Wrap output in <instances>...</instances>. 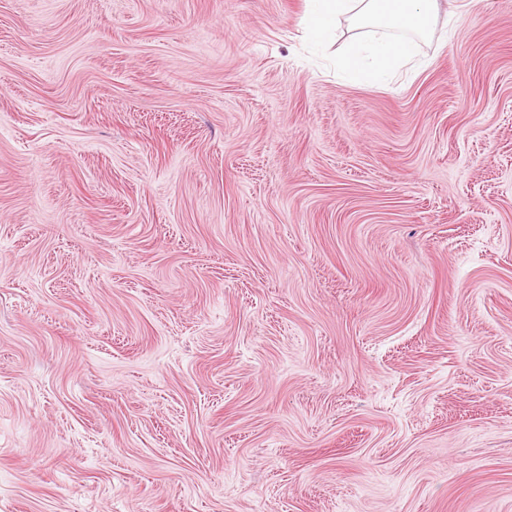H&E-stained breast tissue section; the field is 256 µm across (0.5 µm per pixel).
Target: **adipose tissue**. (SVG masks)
<instances>
[{
    "label": "adipose tissue",
    "instance_id": "1",
    "mask_svg": "<svg viewBox=\"0 0 512 512\" xmlns=\"http://www.w3.org/2000/svg\"><path fill=\"white\" fill-rule=\"evenodd\" d=\"M439 8L440 0H308L304 27L316 42L325 40L342 19L358 29H383L384 34L378 39L354 43L342 61V68L353 79L385 84L395 71L421 66L414 41L393 38L392 30L408 29L422 36L431 35Z\"/></svg>",
    "mask_w": 512,
    "mask_h": 512
}]
</instances>
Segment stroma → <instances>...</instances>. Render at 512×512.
<instances>
[{"label": "stroma", "mask_w": 512, "mask_h": 512, "mask_svg": "<svg viewBox=\"0 0 512 512\" xmlns=\"http://www.w3.org/2000/svg\"><path fill=\"white\" fill-rule=\"evenodd\" d=\"M305 10L0 0V512H512V0ZM304 27L315 42L325 40L341 18L355 28L408 29L430 36L440 8L439 0H308ZM411 39H395L390 34L372 41L354 43L341 65L355 80H371L379 84L390 81L395 71L416 70L423 62L416 59Z\"/></svg>", "instance_id": "1"}]
</instances>
